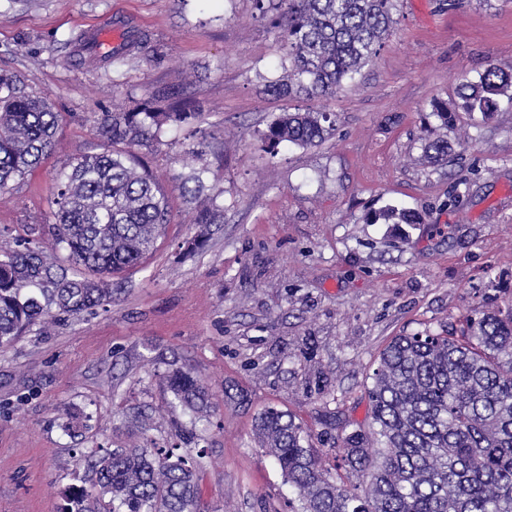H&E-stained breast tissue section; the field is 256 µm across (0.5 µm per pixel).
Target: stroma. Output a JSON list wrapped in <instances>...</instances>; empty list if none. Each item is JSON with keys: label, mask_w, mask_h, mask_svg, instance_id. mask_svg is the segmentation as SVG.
Returning a JSON list of instances; mask_svg holds the SVG:
<instances>
[{"label": "stroma", "mask_w": 512, "mask_h": 512, "mask_svg": "<svg viewBox=\"0 0 512 512\" xmlns=\"http://www.w3.org/2000/svg\"><path fill=\"white\" fill-rule=\"evenodd\" d=\"M393 18L356 83L305 102L264 92L284 50L255 0H0V66L64 116L51 154L0 199V227L46 238L52 178L90 150L98 115L166 87L209 122L192 137L169 131L150 166L168 184L205 163L224 205L207 248L187 257L194 205L173 192L163 247L107 307L0 351V512H58L76 467L60 427L72 404L105 446L128 440L129 410L146 404L151 437L205 448L202 512H290L292 490L254 437L260 412L292 413L326 453L340 421L368 428L366 390L392 337L512 301V107L486 121L459 112L448 128L429 109L512 63V0H398ZM110 24L148 40L117 83L65 60L71 36ZM305 107L335 114L334 135L265 152L271 114ZM428 138L447 140L445 162L426 158ZM387 205L422 221L368 222ZM176 368L211 386L209 418L173 404L163 374Z\"/></svg>", "instance_id": "1"}]
</instances>
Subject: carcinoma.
I'll list each match as a JSON object with an SVG mask.
<instances>
[{
	"instance_id": "obj_1",
	"label": "carcinoma",
	"mask_w": 512,
	"mask_h": 512,
	"mask_svg": "<svg viewBox=\"0 0 512 512\" xmlns=\"http://www.w3.org/2000/svg\"><path fill=\"white\" fill-rule=\"evenodd\" d=\"M396 0H276L271 27L285 45L282 74L267 92L288 99L334 96L355 80L391 36ZM128 30L101 50L81 32L69 57L119 66L142 47ZM512 105V64L492 65L461 85L458 108L487 118ZM204 113L182 90L159 91L131 110L95 120L97 151L79 155L53 178L49 234L71 266L48 258L35 239L0 245V350L27 330L103 308L112 288L143 267L173 222L170 197L147 155L169 128L200 132ZM62 113L16 72L0 69V193L36 170L52 152ZM335 120L313 109L274 115L260 133L265 150L283 143L311 148L334 131ZM206 167L176 177L195 204L199 231L185 241L198 252L207 227L224 223V205L209 191ZM385 224H418L410 210L389 206ZM174 401L194 417L208 415L211 395L188 371L166 376ZM371 424L333 448L343 465L326 466L291 413L268 407L254 434L295 493L293 512H512V303L467 315L459 326L393 337L379 354L367 389ZM90 414L65 410L61 428L75 439ZM75 484L59 512H200L202 466L194 449L153 439L76 449Z\"/></svg>"
}]
</instances>
